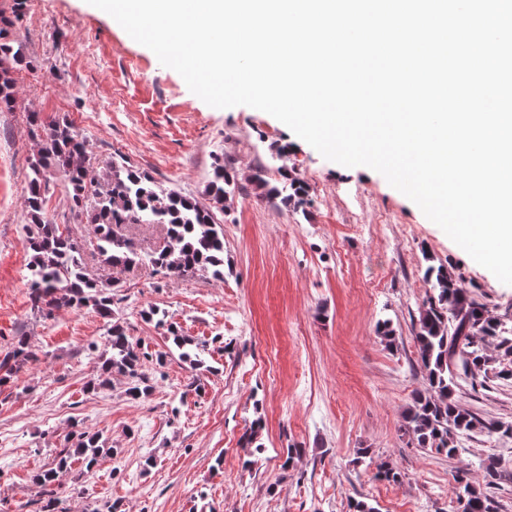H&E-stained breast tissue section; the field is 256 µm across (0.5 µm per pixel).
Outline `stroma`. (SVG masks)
Segmentation results:
<instances>
[{"label": "stroma", "instance_id": "obj_1", "mask_svg": "<svg viewBox=\"0 0 512 512\" xmlns=\"http://www.w3.org/2000/svg\"><path fill=\"white\" fill-rule=\"evenodd\" d=\"M16 10L34 66L15 73L16 110L0 112V351L24 335L38 359L0 387V512H37L30 477L51 464L75 423L116 452L92 470L76 462L62 474L68 512L107 502L124 512H350L357 500L379 512H456L458 479L485 487L490 457L502 474L500 512H512V439L475 433L449 457L408 446L402 431L405 410L427 387L414 339L427 264L447 266L508 331L512 285L380 173L325 159L266 112L204 103L88 0H0V16ZM32 110L45 123L72 122L97 178L120 154L158 185L203 203L215 160L235 180L218 215L220 282L144 265L113 270L92 225L76 223L61 180L49 186L47 213L71 226L89 275L117 280L115 317L144 350L166 355L145 366L146 398L129 399L120 377L87 391L101 366L87 346L102 341L106 319L89 310L63 309L46 321L31 314L23 214L38 149ZM260 167L273 184L284 171L302 178L306 204L261 196L253 182ZM151 308L205 343L199 368L171 353L163 327L142 316ZM383 320L393 345L376 334ZM457 394L480 419L512 424V380L491 376L484 389L463 385ZM258 417L263 450L248 466L239 441ZM291 446L303 455L286 469ZM361 448L367 457H358ZM384 464L400 482L379 477Z\"/></svg>", "mask_w": 512, "mask_h": 512}]
</instances>
